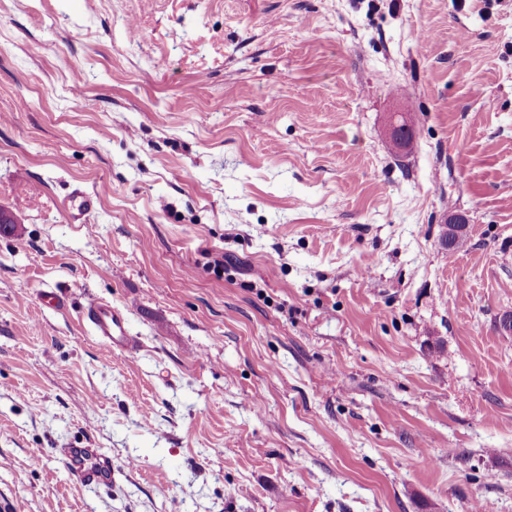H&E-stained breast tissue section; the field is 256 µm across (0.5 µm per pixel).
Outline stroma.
Returning <instances> with one entry per match:
<instances>
[{
    "mask_svg": "<svg viewBox=\"0 0 512 512\" xmlns=\"http://www.w3.org/2000/svg\"><path fill=\"white\" fill-rule=\"evenodd\" d=\"M0 212V512H512V0H0ZM85 318L93 325L96 335L107 347L128 352L137 350V338L131 335L127 316L120 308L106 302L92 301L87 307ZM64 458L72 475L81 483L106 485L112 482V463L96 458L90 448H66Z\"/></svg>",
    "mask_w": 512,
    "mask_h": 512,
    "instance_id": "obj_1",
    "label": "stroma"
}]
</instances>
